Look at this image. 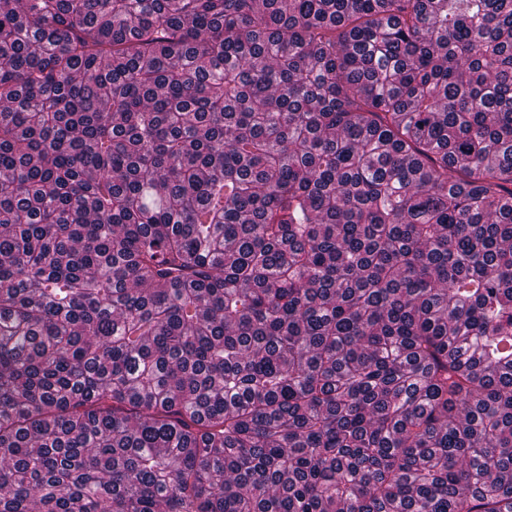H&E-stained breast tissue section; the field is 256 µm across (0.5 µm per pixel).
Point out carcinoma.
I'll return each instance as SVG.
<instances>
[{
	"label": "carcinoma",
	"instance_id": "carcinoma-1",
	"mask_svg": "<svg viewBox=\"0 0 512 512\" xmlns=\"http://www.w3.org/2000/svg\"><path fill=\"white\" fill-rule=\"evenodd\" d=\"M0 512H512V0L0 5Z\"/></svg>",
	"mask_w": 512,
	"mask_h": 512
}]
</instances>
